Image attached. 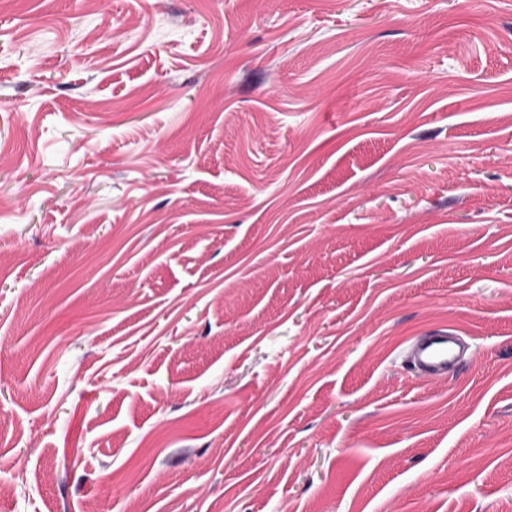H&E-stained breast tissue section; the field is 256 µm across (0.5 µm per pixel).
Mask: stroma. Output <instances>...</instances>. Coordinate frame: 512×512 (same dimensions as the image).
I'll return each instance as SVG.
<instances>
[{
    "label": "stroma",
    "instance_id": "obj_1",
    "mask_svg": "<svg viewBox=\"0 0 512 512\" xmlns=\"http://www.w3.org/2000/svg\"><path fill=\"white\" fill-rule=\"evenodd\" d=\"M0 499L512 512V0H0ZM465 358L464 348L457 336H450L443 330L418 336L406 353L411 370L428 379L440 381H446L450 373L460 368Z\"/></svg>",
    "mask_w": 512,
    "mask_h": 512
}]
</instances>
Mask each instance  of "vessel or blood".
<instances>
[{"label":"vessel or blood","mask_w":512,"mask_h":512,"mask_svg":"<svg viewBox=\"0 0 512 512\" xmlns=\"http://www.w3.org/2000/svg\"><path fill=\"white\" fill-rule=\"evenodd\" d=\"M406 359L411 370L426 378L444 381L460 368L465 352L457 337L440 330L415 338Z\"/></svg>","instance_id":"vessel-or-blood-1"}]
</instances>
